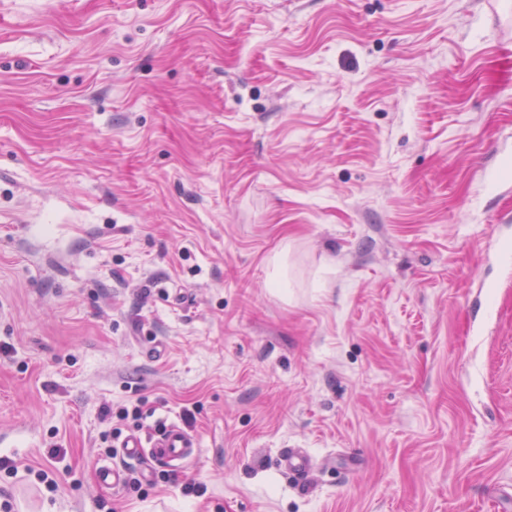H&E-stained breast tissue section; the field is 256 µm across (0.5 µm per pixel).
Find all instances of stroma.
Here are the masks:
<instances>
[{"instance_id": "35a3bbf8", "label": "stroma", "mask_w": 512, "mask_h": 512, "mask_svg": "<svg viewBox=\"0 0 512 512\" xmlns=\"http://www.w3.org/2000/svg\"><path fill=\"white\" fill-rule=\"evenodd\" d=\"M1 458L19 512H512V0H0ZM120 448L132 459L141 458L148 452L161 461L171 463L192 457L197 441L189 431L170 423L163 425L155 436L145 442L138 435H130L123 440ZM280 468L288 475L299 483H304L307 480L310 470V460L306 454L296 449H286L282 452L280 457Z\"/></svg>"}]
</instances>
